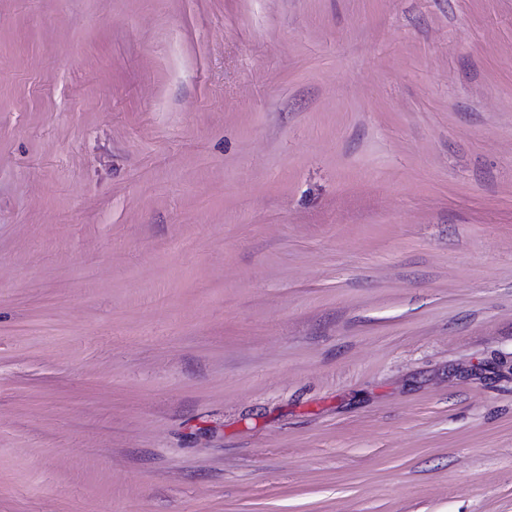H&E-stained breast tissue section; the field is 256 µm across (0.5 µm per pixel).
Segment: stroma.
I'll use <instances>...</instances> for the list:
<instances>
[{
	"label": "stroma",
	"instance_id": "1",
	"mask_svg": "<svg viewBox=\"0 0 512 512\" xmlns=\"http://www.w3.org/2000/svg\"><path fill=\"white\" fill-rule=\"evenodd\" d=\"M0 512H512V0H0Z\"/></svg>",
	"mask_w": 512,
	"mask_h": 512
}]
</instances>
